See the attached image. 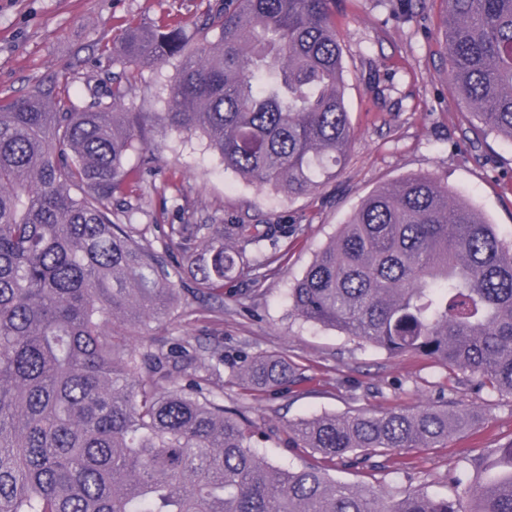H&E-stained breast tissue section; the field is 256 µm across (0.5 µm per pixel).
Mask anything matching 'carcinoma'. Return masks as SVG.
<instances>
[{
	"instance_id": "cac0c4a2",
	"label": "carcinoma",
	"mask_w": 512,
	"mask_h": 512,
	"mask_svg": "<svg viewBox=\"0 0 512 512\" xmlns=\"http://www.w3.org/2000/svg\"><path fill=\"white\" fill-rule=\"evenodd\" d=\"M445 50L465 107L512 141V0H445ZM334 0H224L189 49L182 25L129 27L127 66L182 65L158 125L206 140L224 168L288 196L318 189L353 140ZM75 102L58 75L0 103V512H463L419 491L385 497L337 482L355 469L434 448L469 409L355 410L288 425L317 465L281 469L250 445L248 419L224 408L202 354L132 342L188 292L223 300L224 280L270 265L286 224H171L183 289L155 253L112 220L126 167L152 142L137 112ZM293 313L390 354L431 357L473 385L512 396V243L434 178L370 193L290 289ZM259 388L299 380L283 357L243 358ZM501 475L469 512H512V442Z\"/></svg>"
}]
</instances>
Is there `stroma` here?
Returning a JSON list of instances; mask_svg holds the SVG:
<instances>
[{
    "label": "stroma",
    "mask_w": 512,
    "mask_h": 512,
    "mask_svg": "<svg viewBox=\"0 0 512 512\" xmlns=\"http://www.w3.org/2000/svg\"><path fill=\"white\" fill-rule=\"evenodd\" d=\"M220 0H0V101L23 95L43 76H66L80 97L106 93V74L121 73L119 39L132 24L150 28L180 21L188 36ZM336 31L343 47L345 100L354 140L349 162L312 194L291 198L261 190L231 171L200 136L154 126L166 111L179 63H145L126 88L124 109L140 113L156 146L151 173L131 183L126 200L134 224L162 259L173 248L168 224H287L295 233L280 242L277 260L252 267L246 281L224 283V311L185 297L170 315L150 321L139 334L152 347L188 342L214 351L213 380L225 406L254 423L252 446L281 467L315 462L288 445L290 422L356 409L385 411L454 401L474 407L467 427L437 448L406 451L402 464L377 470L336 466L331 475L348 484H368L401 497L421 491L472 505L480 483L498 470L448 475L462 461L493 458L512 442V398L474 390L462 377L430 359L392 355L336 330L296 319L289 291L341 224L376 188L413 174L447 183L499 236L512 243V143L489 135L473 141L476 122L449 78L444 51L443 0H336ZM277 354L302 376L290 388L259 390L236 376L243 355Z\"/></svg>",
    "instance_id": "35a3bbf8"
}]
</instances>
